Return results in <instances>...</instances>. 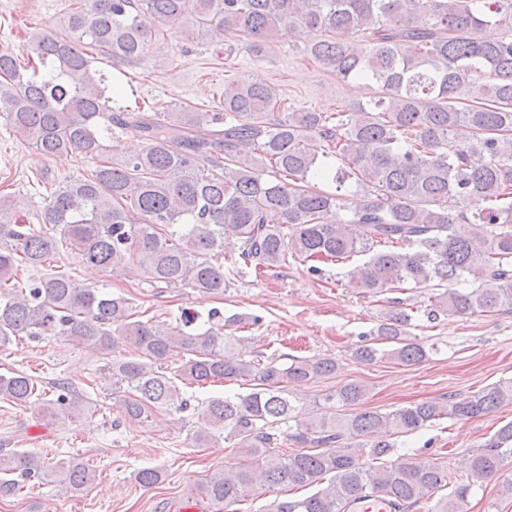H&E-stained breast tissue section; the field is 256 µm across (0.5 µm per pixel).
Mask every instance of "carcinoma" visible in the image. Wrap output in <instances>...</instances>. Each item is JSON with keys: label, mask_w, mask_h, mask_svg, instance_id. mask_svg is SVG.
Returning <instances> with one entry per match:
<instances>
[{"label": "carcinoma", "mask_w": 512, "mask_h": 512, "mask_svg": "<svg viewBox=\"0 0 512 512\" xmlns=\"http://www.w3.org/2000/svg\"><path fill=\"white\" fill-rule=\"evenodd\" d=\"M301 25L321 34L309 57L368 90L356 111L277 115L274 89L248 75L224 88L222 112L189 105L116 112L114 90L85 52L139 61L168 27L224 43L226 60L240 46L261 56L280 28ZM62 27L29 37V71L0 53V117L48 158L81 153L100 163L49 195L39 215L49 232L17 218L22 197L0 200V347L57 336L98 351L112 387L124 393L121 412L138 423L187 408L183 385L249 382L244 394L197 407L192 433L198 445L235 439L249 458L199 488L226 509L286 485L319 489L276 498L268 512H343L346 501L366 494L414 507L451 484L448 468L434 461L384 463L393 444L381 435L511 406V380L465 398L338 418L336 406L358 405L367 394L352 382L326 395L327 412L306 418L288 385L332 375L336 359H247L234 354L241 338L224 332L217 310L188 333L133 319L129 299L103 285L52 272L19 288L18 272L45 266L65 245L108 273L221 296L229 284L218 259L229 241L256 271L290 255L313 262L315 273L321 263L354 258L348 275L368 297L441 287L429 297L430 317L512 309V0H77ZM114 126L135 127L144 146L102 158V132ZM329 180L336 191L317 187ZM347 181L363 199L343 215L339 191ZM412 320L406 309L388 307L377 326L388 347L365 344L354 358L422 363L431 348L412 335ZM120 342L134 355H115ZM179 354L181 363L171 365ZM57 390L49 399L29 375L0 374V400L52 417L83 415L70 387ZM283 424L300 451L275 452L271 430ZM510 459L512 420L473 451L470 480L440 499L437 512H463L472 487L499 477ZM14 474L75 488L90 480L75 457L52 463L13 451L0 456V496L17 491ZM135 479L151 487L162 474L143 468Z\"/></svg>", "instance_id": "obj_1"}]
</instances>
